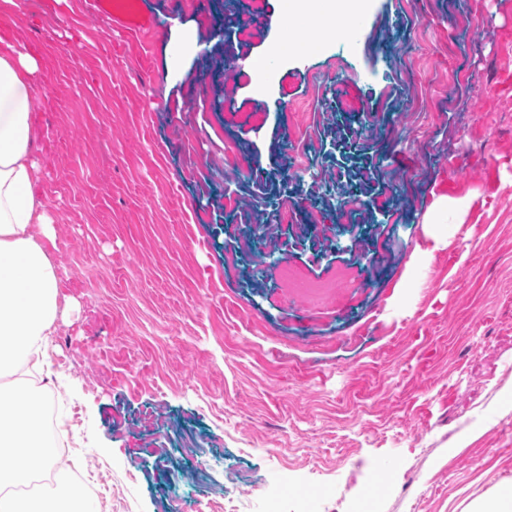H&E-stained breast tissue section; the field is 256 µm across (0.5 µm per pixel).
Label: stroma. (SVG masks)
Instances as JSON below:
<instances>
[{
  "mask_svg": "<svg viewBox=\"0 0 512 512\" xmlns=\"http://www.w3.org/2000/svg\"><path fill=\"white\" fill-rule=\"evenodd\" d=\"M16 2L63 278L57 478L101 485L99 512H468L512 485V0H370L270 72L286 0H153L135 41L89 0ZM473 191L416 261L434 196ZM276 263L347 283L292 303Z\"/></svg>",
  "mask_w": 512,
  "mask_h": 512,
  "instance_id": "1",
  "label": "stroma"
}]
</instances>
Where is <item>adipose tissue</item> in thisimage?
Here are the masks:
<instances>
[{
  "instance_id": "1",
  "label": "adipose tissue",
  "mask_w": 512,
  "mask_h": 512,
  "mask_svg": "<svg viewBox=\"0 0 512 512\" xmlns=\"http://www.w3.org/2000/svg\"><path fill=\"white\" fill-rule=\"evenodd\" d=\"M364 0H289L295 50L310 48L313 24L326 16L361 19ZM40 61L21 43L0 39V376L30 364L49 367L42 352L55 330L61 278L53 262L55 218L38 190L41 168L34 156L39 136ZM472 196H435L423 215L424 257L449 243L464 223ZM39 392L18 385L0 403V512H97L92 499L63 487L59 496L17 497L35 473L59 463L56 432L38 420Z\"/></svg>"
}]
</instances>
